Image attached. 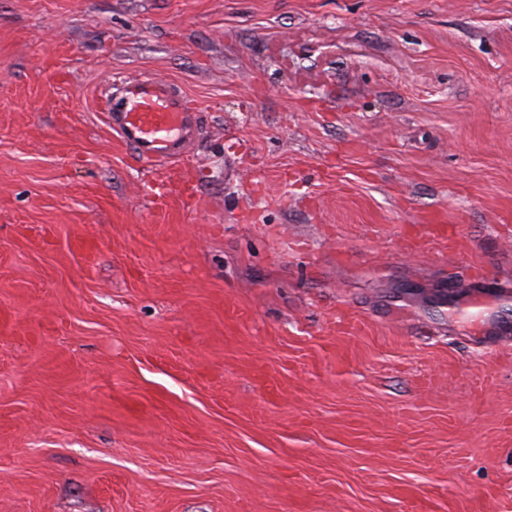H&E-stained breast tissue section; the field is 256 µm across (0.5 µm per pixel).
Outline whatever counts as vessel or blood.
<instances>
[{
	"instance_id": "obj_1",
	"label": "vessel or blood",
	"mask_w": 512,
	"mask_h": 512,
	"mask_svg": "<svg viewBox=\"0 0 512 512\" xmlns=\"http://www.w3.org/2000/svg\"><path fill=\"white\" fill-rule=\"evenodd\" d=\"M103 112L106 126L145 160L180 158L197 129L188 97L151 77L124 81Z\"/></svg>"
}]
</instances>
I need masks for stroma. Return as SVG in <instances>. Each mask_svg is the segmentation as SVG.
<instances>
[{
  "label": "stroma",
  "instance_id": "obj_1",
  "mask_svg": "<svg viewBox=\"0 0 512 512\" xmlns=\"http://www.w3.org/2000/svg\"><path fill=\"white\" fill-rule=\"evenodd\" d=\"M0 512H512V0H0ZM105 125L144 160L180 158L192 143L196 129V107L186 95L151 77L126 80L119 94L106 98Z\"/></svg>",
  "mask_w": 512,
  "mask_h": 512
}]
</instances>
